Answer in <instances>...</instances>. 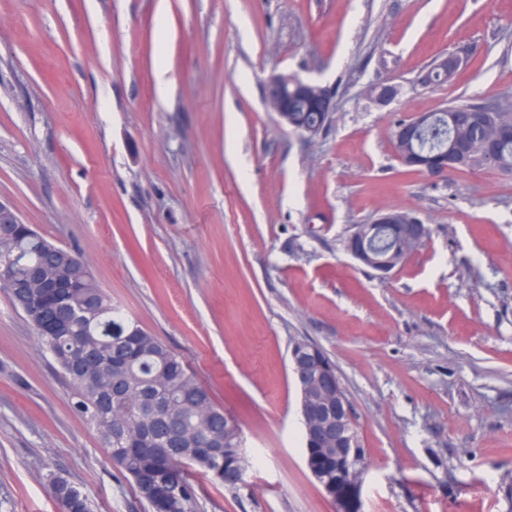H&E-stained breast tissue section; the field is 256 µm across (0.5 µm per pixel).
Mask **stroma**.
Here are the masks:
<instances>
[{
    "mask_svg": "<svg viewBox=\"0 0 512 512\" xmlns=\"http://www.w3.org/2000/svg\"><path fill=\"white\" fill-rule=\"evenodd\" d=\"M280 74L333 91L318 136L269 108ZM507 94L512 0H0V198L236 421L253 466L234 490L192 470L205 512H336L305 463L301 340L352 404L361 512H512V173L437 181L390 137ZM385 209L430 236L382 278L344 239ZM70 392L0 290V512H60L55 476L90 512H148Z\"/></svg>",
    "mask_w": 512,
    "mask_h": 512,
    "instance_id": "1",
    "label": "stroma"
}]
</instances>
